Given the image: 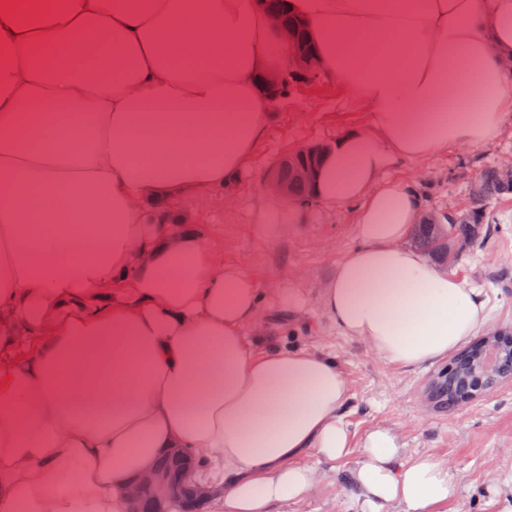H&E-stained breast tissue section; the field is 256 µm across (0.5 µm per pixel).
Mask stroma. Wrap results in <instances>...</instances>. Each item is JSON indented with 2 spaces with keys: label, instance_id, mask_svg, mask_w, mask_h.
I'll use <instances>...</instances> for the list:
<instances>
[{
  "label": "stroma",
  "instance_id": "obj_1",
  "mask_svg": "<svg viewBox=\"0 0 512 512\" xmlns=\"http://www.w3.org/2000/svg\"><path fill=\"white\" fill-rule=\"evenodd\" d=\"M266 139L245 173L232 184L228 200H215L205 228L218 259L250 277L262 295L257 324L281 347L305 344L333 353L348 384L345 411L352 448L335 462L317 467L320 481L301 502H285L277 512H358L344 477L360 459L363 437L379 426L392 428L405 454L431 453L448 463L459 481L446 512H499L497 488L512 477V382L450 409L436 403L431 388L448 370L449 359L408 368L384 361L365 342L332 328L318 294L337 263L359 245L355 231L358 203L336 209H310L305 224H275L262 232L258 207L264 177L298 144L329 141L370 127L363 98L339 81L320 76L294 88L286 103L273 104ZM512 160V123L491 143L451 146L418 160L398 162L388 173L412 186L426 210L460 209L468 185L486 165ZM488 241L449 266L450 275L483 289L486 330L512 331V197L490 204ZM300 289L305 303L291 311L274 303L276 293Z\"/></svg>",
  "mask_w": 512,
  "mask_h": 512
}]
</instances>
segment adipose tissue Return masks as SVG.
I'll return each mask as SVG.
<instances>
[{"instance_id":"adipose-tissue-1","label":"adipose tissue","mask_w":512,"mask_h":512,"mask_svg":"<svg viewBox=\"0 0 512 512\" xmlns=\"http://www.w3.org/2000/svg\"><path fill=\"white\" fill-rule=\"evenodd\" d=\"M291 8L370 110L312 185L323 207L359 205L320 304L388 363L444 359L486 322L483 291L407 245L423 203L388 173L512 119V0ZM288 63L259 0H0V512H122L170 448L197 454L220 512H271L315 486L308 455L349 453L335 356L245 335L258 288L178 207L239 180L270 117L256 77ZM360 453V512L458 495L389 428Z\"/></svg>"}]
</instances>
